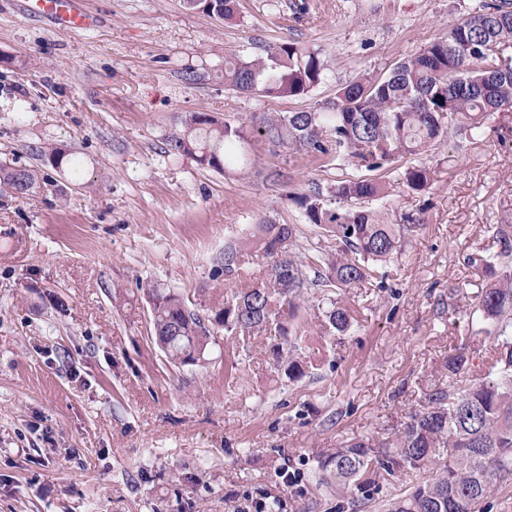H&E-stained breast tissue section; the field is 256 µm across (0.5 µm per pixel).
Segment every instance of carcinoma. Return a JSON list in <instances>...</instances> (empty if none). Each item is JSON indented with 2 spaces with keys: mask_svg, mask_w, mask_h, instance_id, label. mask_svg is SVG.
Segmentation results:
<instances>
[{
  "mask_svg": "<svg viewBox=\"0 0 512 512\" xmlns=\"http://www.w3.org/2000/svg\"><path fill=\"white\" fill-rule=\"evenodd\" d=\"M215 17L233 19L237 0H213ZM469 17L484 20L471 26L463 20L425 48L393 63L380 76L352 82L316 111L265 112L256 132L317 159H328L361 171L324 188L311 183L292 195L305 220L336 243V252H318L307 261L289 255L286 243L292 224L263 220L252 234L224 246V280L242 287L224 297V304L202 318L183 297L168 288H148L152 340L176 367L207 361L213 336L208 323L231 333L280 338L272 354L284 357L295 327V300L316 288L329 305L325 328L342 334L351 326L347 308L336 296L373 276L377 266L401 254L406 235L420 226L410 213L390 222L363 203L391 195V185L375 172L404 156L426 153L454 128L472 136L499 112L512 111V57H500L499 70L485 71L478 61L464 60L462 46L481 51L488 45L512 43V0H478ZM327 70L321 53L295 42L268 47L244 61L224 60V85L266 98H305L319 86ZM167 151L224 170L245 136L241 127L226 124L207 112L182 120ZM434 170L408 167L402 190L418 194L430 187ZM36 171L0 165V186L29 193ZM501 250L494 263H484L491 282L481 294L478 310L496 336L487 376L458 385L473 356L460 347L448 356V386L427 394L423 410L410 415L395 437L384 442L352 439L318 458L319 483L336 487L337 512H359L378 493V478L404 470L435 466L432 476L407 494L386 500V512H482L483 502L498 484L512 476V224H498ZM258 248L272 259L268 276L247 281L245 255Z\"/></svg>",
  "mask_w": 512,
  "mask_h": 512,
  "instance_id": "carcinoma-1",
  "label": "carcinoma"
}]
</instances>
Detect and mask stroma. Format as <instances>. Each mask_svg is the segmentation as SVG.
Here are the masks:
<instances>
[{
	"label": "stroma",
	"mask_w": 512,
	"mask_h": 512,
	"mask_svg": "<svg viewBox=\"0 0 512 512\" xmlns=\"http://www.w3.org/2000/svg\"><path fill=\"white\" fill-rule=\"evenodd\" d=\"M101 18L70 33L0 0V163L39 170L0 191V512H245L266 494L281 512H336L314 478L317 455L353 437H390L447 383L460 345L483 377L494 337L476 309L481 261L512 224V112L420 160L425 192L394 193L389 215L422 223L383 280L348 289L349 331L323 332L318 290L297 321L295 353L317 359L281 377L263 336L216 327L201 366L175 368L150 339L145 291L170 288L209 314L223 303L225 243L268 219L296 224L290 252L318 237L290 195L356 169L253 131L264 112L313 110L338 87L419 51L475 0H238L233 20L182 0H85ZM298 42L320 50L325 80L305 99L224 87V61ZM191 112L243 127L244 162L221 172L174 158L166 142ZM79 159L52 166L48 147ZM300 469L297 486L283 468Z\"/></svg>",
	"instance_id": "stroma-1"
}]
</instances>
